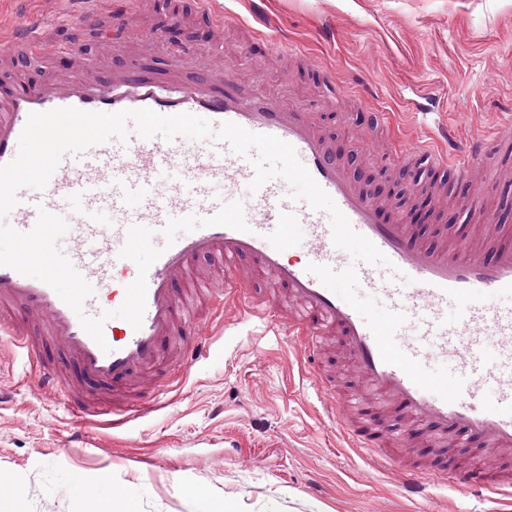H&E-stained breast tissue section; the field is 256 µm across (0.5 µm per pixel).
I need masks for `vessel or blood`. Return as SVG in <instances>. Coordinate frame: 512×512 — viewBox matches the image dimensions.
Instances as JSON below:
<instances>
[{
    "label": "vessel or blood",
    "mask_w": 512,
    "mask_h": 512,
    "mask_svg": "<svg viewBox=\"0 0 512 512\" xmlns=\"http://www.w3.org/2000/svg\"><path fill=\"white\" fill-rule=\"evenodd\" d=\"M113 27H136L132 0H91ZM37 20L0 33V59L25 47L39 54ZM115 42L103 36L88 75L61 70L28 87L0 86V164L18 153L34 112L74 107L115 113L148 108L190 112L212 127L236 123L291 144L353 230L389 266L353 262L332 240L331 217L290 200L276 177L249 191L254 168L227 143L130 133L65 154L46 188L18 190L0 218V334L36 366L38 387L57 396L78 426L153 411L161 394L186 378L210 346L204 306L234 296L244 313L262 306L288 330L307 378L349 448L370 466L398 473L402 489L426 495L443 484L464 495H512V245L496 237L425 243L402 215L355 182L322 128L293 100L238 89L234 63L215 71L179 56L163 80L138 66H105ZM487 138L447 148L433 137L413 150L431 168L466 182L467 217L482 214L479 168ZM355 267L359 292L406 314L395 340L425 368L463 377L452 403L420 389L385 363L365 320L308 272ZM338 337L357 381L343 392L324 366L327 337ZM400 417V428L388 416ZM474 444L468 464H431L423 449Z\"/></svg>",
    "instance_id": "b4317fda"
}]
</instances>
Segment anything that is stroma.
Here are the masks:
<instances>
[{
    "label": "stroma",
    "instance_id": "1",
    "mask_svg": "<svg viewBox=\"0 0 512 512\" xmlns=\"http://www.w3.org/2000/svg\"><path fill=\"white\" fill-rule=\"evenodd\" d=\"M83 8L82 0H0V29L32 15L52 46L74 47L82 59L94 60L97 34L111 28L112 18L65 24ZM233 8L281 42L303 46L310 63L269 55L264 43L245 40L233 28L215 45L196 0H163L157 8L141 5L139 25L173 28V42L151 48L130 32L113 50L110 67L125 69L137 57L160 76L174 45L211 66L246 45L241 91L298 99L339 148L359 117L380 112L392 120L377 135L379 148L395 142L405 153L440 127L464 144L512 121V0H266L262 6L235 0ZM71 64L64 56L35 63L19 51L0 73L7 83L27 85ZM326 71L343 85L363 81L370 106L324 104L318 78ZM362 159L375 175L368 191L390 211L424 206L439 216L427 218L422 232L440 225L457 230L460 181H451L445 195L419 194L401 204L398 176L416 171V163L405 156L388 164L367 153ZM482 203L512 243V164L487 171ZM207 332L222 347L194 367L159 410L121 427L92 426L78 437L70 432V411L54 396L35 392L26 359L10 339L0 340V390L11 394L0 403V473L21 490L0 504V512H107V495L81 498L68 483L71 476L91 479L103 470L113 485L132 489L131 512H200L185 492L189 486L207 492L216 512H371L376 500L384 512H512L508 497L494 503L438 486L429 487L425 499L406 495L391 473L353 457L304 377L298 353L263 317L241 320L228 300Z\"/></svg>",
    "mask_w": 512,
    "mask_h": 512
}]
</instances>
